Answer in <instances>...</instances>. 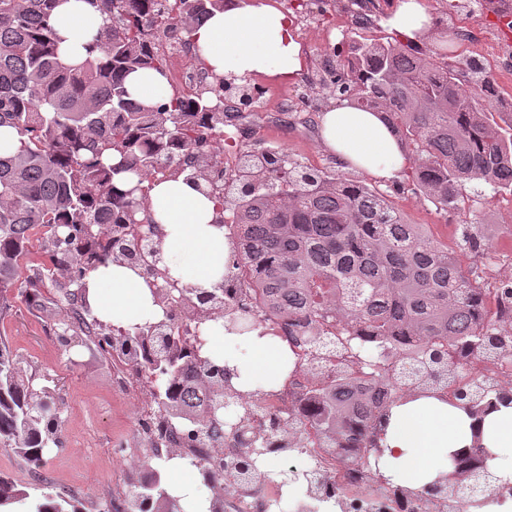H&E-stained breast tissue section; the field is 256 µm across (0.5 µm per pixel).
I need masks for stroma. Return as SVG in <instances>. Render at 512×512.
I'll use <instances>...</instances> for the list:
<instances>
[{"instance_id": "1", "label": "stroma", "mask_w": 512, "mask_h": 512, "mask_svg": "<svg viewBox=\"0 0 512 512\" xmlns=\"http://www.w3.org/2000/svg\"><path fill=\"white\" fill-rule=\"evenodd\" d=\"M283 11L291 13L297 34L307 51L306 68L292 80L257 78L252 82L259 92L255 108L231 117L224 125V134L232 140L231 147L221 155L225 165H234L238 148L258 142L283 148L305 165L320 169H337L334 156L328 154L318 140L319 117L332 103L329 90L320 81L317 71L334 49L353 36L356 26L348 10V0H336L325 16L277 0ZM432 13L442 23L429 39L440 54L456 60L487 52H502L499 62L503 70L497 85L504 100L512 102V30L502 28L494 14L479 17L466 12L449 13L445 0H428ZM471 31L470 45L449 47L446 31ZM369 187L388 195L390 201L411 224L423 225L431 239L458 255L463 266H470L473 257L460 245V226L472 221L491 225L494 230L490 259L484 260L482 276L487 288L498 287L502 280L512 278V193L479 191L477 184H466L461 210L444 212L423 196L413 193L407 176L390 182L365 177ZM58 303L46 310L28 309L23 300L0 321V336L9 340L25 358L34 362L45 385L55 388L61 421V445L47 449L44 469L59 471L63 480L83 484L85 512H95L99 497L108 491L122 492L130 461L119 446L120 438H135L140 432L141 404L151 401L150 391L127 395L114 391V364L102 356L94 345L72 343L62 347L56 336L59 320Z\"/></svg>"}]
</instances>
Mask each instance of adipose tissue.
I'll list each match as a JSON object with an SVG mask.
<instances>
[{
	"mask_svg": "<svg viewBox=\"0 0 512 512\" xmlns=\"http://www.w3.org/2000/svg\"><path fill=\"white\" fill-rule=\"evenodd\" d=\"M103 23L88 0H60L51 24L73 63L89 53L93 36ZM384 24L402 41L418 44L434 27L427 0H398ZM195 60L214 74L244 82L298 77L305 66L303 46L293 19L275 0H224L189 36ZM131 98L146 104L169 101L174 91L168 77L148 68L126 78ZM320 144L333 152L343 168L356 169L383 181L395 179L408 158L387 125L383 113L334 102L320 122ZM149 216L160 235V264L178 287L210 291L223 280L233 244L222 223L218 202L204 194L202 178L185 172L144 181ZM91 314L124 329L161 319L152 286L127 265L111 262L92 272L87 282ZM229 319L206 322L202 356L223 363L229 384L247 394L281 387L294 370L290 348L265 327L247 340L250 359L234 348ZM488 451L486 467L503 483L512 484V401L495 402L477 412L429 393L408 396L392 407L380 435V470L397 484L418 489L447 474L448 460L468 459L475 446Z\"/></svg>",
	"mask_w": 512,
	"mask_h": 512,
	"instance_id": "ef3b65f1",
	"label": "adipose tissue"
}]
</instances>
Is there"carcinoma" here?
Masks as SVG:
<instances>
[{"label": "carcinoma", "mask_w": 512, "mask_h": 512, "mask_svg": "<svg viewBox=\"0 0 512 512\" xmlns=\"http://www.w3.org/2000/svg\"><path fill=\"white\" fill-rule=\"evenodd\" d=\"M104 15L95 40L101 56L67 61L50 24L58 0H0V127L21 136L20 149L0 155V320L20 296L42 309L55 295L81 298L86 277L107 262L139 267L156 285L164 319L112 330L80 304L60 308V344L93 343L105 356L154 377L152 395L173 429L163 441L142 425L147 448H191L224 434V405L241 404L233 435L245 449L221 471L202 468L211 512H224V474L240 485L258 478L248 449L278 453L320 448L336 471L303 477L314 495L340 512H362L348 498L342 472L378 452V424L406 390L443 392L469 410L512 389L491 375L469 377L475 361L512 373V279L484 288L458 256L409 224L387 199L360 181L305 165L279 146L239 150L222 165L224 118L255 104L252 91L206 74L195 89L169 103L133 100L126 76L141 68L167 72L161 37L190 44L188 35L224 0H93ZM469 12H492L512 27V9L499 0H467ZM321 78L338 100L384 113L411 152L414 190L443 211L457 210L460 190L476 182L512 191V112L496 121L485 102L499 96L482 61L448 59L424 47L351 40L347 59L327 64ZM121 161L110 163L112 151ZM193 169L224 211L235 254L228 286L211 293L170 290L168 273L138 246L147 200L139 179ZM136 185L120 190L114 177ZM462 247L478 256L491 247L488 227L462 225ZM172 294H167V291ZM227 316L243 334L276 321L297 345L305 337L308 394L284 411L265 405L258 390L240 394L224 384V366L180 340L207 320ZM329 328L344 338L353 363L327 369ZM171 336L158 343L160 333ZM39 370L0 337V447L38 467L45 449L61 444L59 406L37 384ZM448 474L412 490L383 481L387 508L414 512H485L512 497L511 486L476 498L449 494ZM131 501L136 512H181L160 466L145 463ZM51 508L14 477L0 473V512H80L78 499L59 492Z\"/></svg>", "instance_id": "1"}]
</instances>
